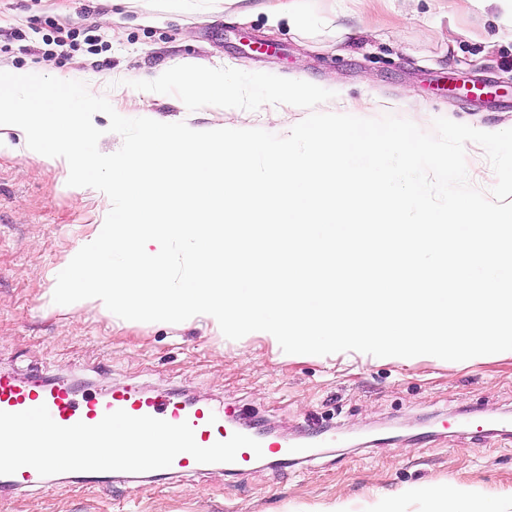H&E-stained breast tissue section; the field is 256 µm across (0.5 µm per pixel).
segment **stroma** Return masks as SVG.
<instances>
[{
  "label": "stroma",
  "instance_id": "1",
  "mask_svg": "<svg viewBox=\"0 0 512 512\" xmlns=\"http://www.w3.org/2000/svg\"><path fill=\"white\" fill-rule=\"evenodd\" d=\"M289 0H0V71L85 82L122 116L130 81L182 64L303 80L333 91L319 104H366L432 131L439 117L488 132L512 128V31L499 0H315L314 18L271 25ZM55 29H48V22ZM95 28L98 45L72 46ZM26 31L25 42L13 41ZM308 114L286 104L254 111H188L150 93L144 117L195 130L260 128L284 136ZM63 166L38 163L23 133L0 131V371L68 382L81 390L129 384L224 405L309 461H261L168 476L74 472L0 488V512H372L399 497L404 512H436L421 486L462 485L471 512H512V355L452 362L379 358L357 351L284 353L260 335L226 338L206 320L121 319L53 301L55 277L111 207L99 190L76 193Z\"/></svg>",
  "mask_w": 512,
  "mask_h": 512
}]
</instances>
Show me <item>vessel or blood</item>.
I'll return each instance as SVG.
<instances>
[{
	"instance_id": "b4317fda",
	"label": "vessel or blood",
	"mask_w": 512,
	"mask_h": 512,
	"mask_svg": "<svg viewBox=\"0 0 512 512\" xmlns=\"http://www.w3.org/2000/svg\"><path fill=\"white\" fill-rule=\"evenodd\" d=\"M40 405L46 406L52 420L64 427L79 422L95 425L107 413L116 410L134 417L151 416L172 424L185 422L192 427L195 441L202 447L228 440L236 433L246 435L250 432L249 427L227 408L206 402L187 401L167 393H151L136 386L117 389L103 396H82L65 383L20 380L0 372V411L19 413ZM304 454V449L289 447L280 439H265L261 442L260 451L241 448L226 469L235 474L242 473L259 455L278 462L285 458L299 459Z\"/></svg>"
}]
</instances>
